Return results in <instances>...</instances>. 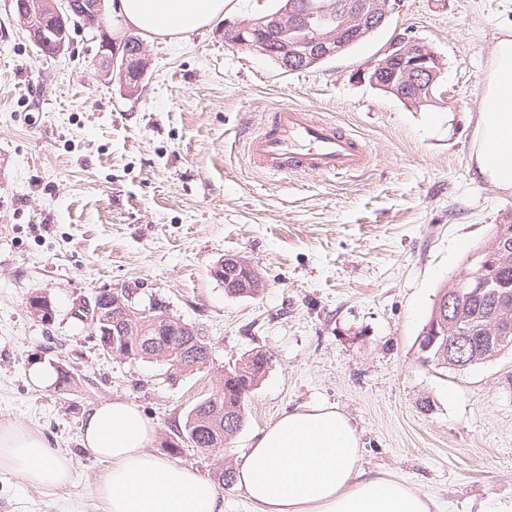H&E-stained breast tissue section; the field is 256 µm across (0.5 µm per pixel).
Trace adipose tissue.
<instances>
[{
    "label": "adipose tissue",
    "instance_id": "ef3b65f1",
    "mask_svg": "<svg viewBox=\"0 0 512 512\" xmlns=\"http://www.w3.org/2000/svg\"><path fill=\"white\" fill-rule=\"evenodd\" d=\"M123 24L152 37L178 39L224 17V0H119ZM476 174L512 189V39H501L488 65L478 129ZM83 443L108 467L94 487L103 512H224L215 485L195 469L153 453L155 429L123 400L99 403L85 415ZM364 444L349 418L332 405L285 412L237 462L236 484L253 512H433L434 501L405 480L364 468ZM38 487L66 490L70 458L38 433L0 431V473Z\"/></svg>",
    "mask_w": 512,
    "mask_h": 512
}]
</instances>
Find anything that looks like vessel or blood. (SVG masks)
Here are the masks:
<instances>
[{
    "label": "vessel or blood",
    "mask_w": 512,
    "mask_h": 512,
    "mask_svg": "<svg viewBox=\"0 0 512 512\" xmlns=\"http://www.w3.org/2000/svg\"><path fill=\"white\" fill-rule=\"evenodd\" d=\"M245 146L253 167L273 175L347 173L372 160L365 144L298 104L276 107L269 123Z\"/></svg>",
    "instance_id": "vessel-or-blood-1"
}]
</instances>
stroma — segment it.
<instances>
[{"label": "stroma", "mask_w": 512, "mask_h": 512, "mask_svg": "<svg viewBox=\"0 0 512 512\" xmlns=\"http://www.w3.org/2000/svg\"><path fill=\"white\" fill-rule=\"evenodd\" d=\"M275 6L225 0L209 30L146 38L137 97L101 80L90 33L44 57L0 7V428L41 433L75 477L62 493L0 473V512H102L93 487L106 465L84 449L80 422L116 398L153 425L156 453L209 479L281 412L325 403L360 430L366 468L404 478L441 512L512 507V349L442 371L414 346L438 287L512 212V191L476 178L472 152L512 0H402L376 33L297 72L224 40L228 24ZM404 37L445 62L436 107L411 109L353 78ZM286 103L362 139L370 165L336 176L255 169L244 143ZM227 254L262 272L263 293L225 294L211 271ZM110 288L198 324L212 344L206 367L176 374L104 355L75 310ZM252 350L273 365L230 447L172 453L187 409ZM44 360L68 387L29 383Z\"/></svg>", "instance_id": "35a3bbf8"}]
</instances>
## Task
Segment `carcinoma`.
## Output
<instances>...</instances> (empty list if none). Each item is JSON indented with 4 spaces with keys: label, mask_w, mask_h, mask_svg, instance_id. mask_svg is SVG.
Masks as SVG:
<instances>
[{
    "label": "carcinoma",
    "mask_w": 512,
    "mask_h": 512,
    "mask_svg": "<svg viewBox=\"0 0 512 512\" xmlns=\"http://www.w3.org/2000/svg\"><path fill=\"white\" fill-rule=\"evenodd\" d=\"M78 18L63 23L52 0H14L12 16L26 31L29 41L42 55L58 53L70 45L78 27L91 32L103 28L106 16L77 9ZM271 53L266 55L285 71L318 65V57H304L301 45L311 38L288 20L283 25L260 31ZM106 54L119 55L118 63L102 61L99 74L117 81L126 96L141 93L149 58L141 37L130 33L120 51L109 40L98 42ZM485 259L483 276L488 288L475 295L458 288L477 259ZM246 261L230 257L216 263L213 277L224 284L230 296L254 297L266 288L263 275L246 268ZM87 324L100 347H110L114 359L141 358L162 362L175 373L192 372L207 363L210 344L198 325L172 315L165 302L153 299L144 304L133 288H111L98 292L91 302L75 311ZM471 337L463 355L448 357V347L462 337ZM416 353L424 363L443 370H462L491 359L512 347V214L467 258L464 268L438 289L431 312L416 339ZM272 355L257 350L224 370L211 392L191 406L178 430L179 449L185 443L202 453L217 454L230 445L245 422V403L264 379Z\"/></svg>",
    "instance_id": "1"
}]
</instances>
